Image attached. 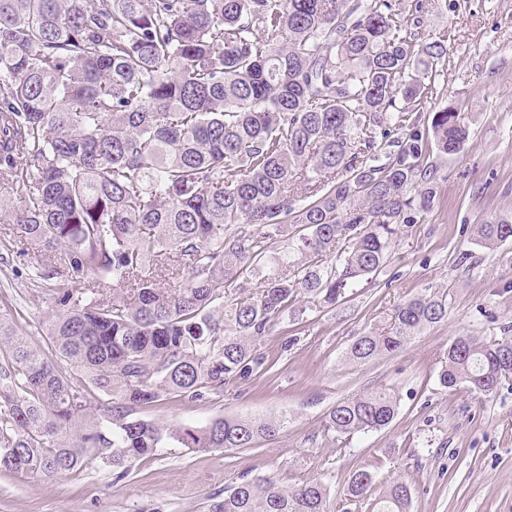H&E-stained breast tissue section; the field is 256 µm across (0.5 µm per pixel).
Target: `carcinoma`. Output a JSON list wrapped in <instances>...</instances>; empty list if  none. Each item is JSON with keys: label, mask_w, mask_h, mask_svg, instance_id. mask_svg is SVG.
I'll return each mask as SVG.
<instances>
[{"label": "carcinoma", "mask_w": 512, "mask_h": 512, "mask_svg": "<svg viewBox=\"0 0 512 512\" xmlns=\"http://www.w3.org/2000/svg\"><path fill=\"white\" fill-rule=\"evenodd\" d=\"M448 55L395 0H0V213L55 304L40 341L0 318V472L123 476L162 448L277 437L282 420L172 427L137 409L248 380L299 298L334 305L381 270L396 226L435 203L433 152L468 138L452 105L423 120ZM477 235L512 239V214ZM172 273L185 280L166 288ZM447 315L444 295L409 297L346 359L397 352ZM437 378L512 386V336L455 337ZM397 411L390 391L359 394L324 427L348 438ZM374 485L354 472L347 500L410 512L406 482L375 499ZM209 512L334 508L320 481L258 475Z\"/></svg>", "instance_id": "1"}]
</instances>
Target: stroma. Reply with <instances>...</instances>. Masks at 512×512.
<instances>
[{
	"instance_id": "obj_1",
	"label": "stroma",
	"mask_w": 512,
	"mask_h": 512,
	"mask_svg": "<svg viewBox=\"0 0 512 512\" xmlns=\"http://www.w3.org/2000/svg\"><path fill=\"white\" fill-rule=\"evenodd\" d=\"M404 14L423 6L427 35H447L451 51L431 108L454 105L469 130L462 151L437 159L433 208L401 225L371 284L333 307L284 316L262 342L264 364L246 382L199 401L163 397L144 418L202 427L225 417L285 419L272 440L249 448H165L115 478L86 467L52 478L0 473V512H208L212 498L244 475H271L288 488L324 482L336 506L353 472L373 471L377 486L406 481L411 512H512V388L490 396L442 388L439 355L458 336L499 338L512 325V241L482 248L477 225L512 213V0H399ZM24 260L0 247V298L19 328L36 332L47 298L24 296ZM446 294L448 317L401 351L346 362L357 337L383 325L401 300ZM295 337L283 347L286 337ZM390 388L398 411L383 430L344 440L324 417L337 401Z\"/></svg>"
}]
</instances>
